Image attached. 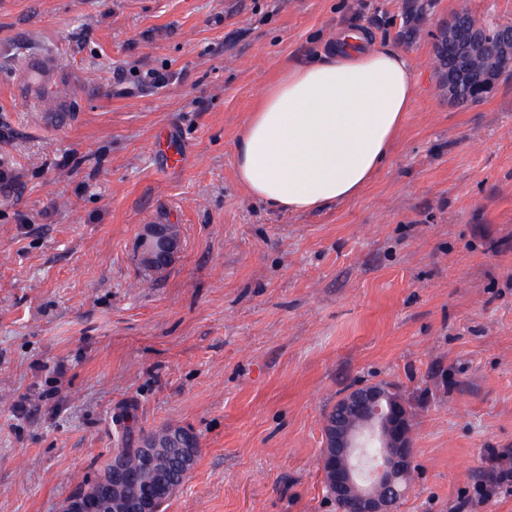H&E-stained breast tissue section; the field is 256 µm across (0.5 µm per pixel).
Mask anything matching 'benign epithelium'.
Returning <instances> with one entry per match:
<instances>
[{"mask_svg":"<svg viewBox=\"0 0 512 512\" xmlns=\"http://www.w3.org/2000/svg\"><path fill=\"white\" fill-rule=\"evenodd\" d=\"M444 39L455 49L460 60L482 55L484 42L471 29L451 23L441 29L437 41ZM180 246L177 225L147 224L139 240L140 263L147 269L154 268L160 260L174 257ZM348 395L361 406L359 428L324 432L326 445L319 464L334 474L338 495L360 482L358 512H393L391 494H405L397 486L395 472L408 468L414 456V442L409 438L403 409L397 404H384L380 388L371 384L354 387ZM160 444L158 437L140 441L141 471L137 476L128 471L122 455L113 454L94 483L66 499L61 512H102L112 486L128 483L136 477L143 480L145 492L130 500L128 512H157L156 501L170 493L153 480ZM376 444L381 453L368 457L364 449Z\"/></svg>","mask_w":512,"mask_h":512,"instance_id":"1","label":"benign epithelium"}]
</instances>
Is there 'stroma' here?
I'll list each match as a JSON object with an SVG mask.
<instances>
[{"instance_id":"1","label":"stroma","mask_w":512,"mask_h":512,"mask_svg":"<svg viewBox=\"0 0 512 512\" xmlns=\"http://www.w3.org/2000/svg\"><path fill=\"white\" fill-rule=\"evenodd\" d=\"M410 2L0 0V512H60L125 415L198 438L164 512H335L323 416L380 381L413 413L399 512L475 497L512 449V77L457 106L434 42L462 10L512 25V0H419L408 38ZM348 22L411 54L415 109L358 197L271 210L236 180L237 137ZM35 56L60 122L27 90ZM147 224L181 227L159 272Z\"/></svg>"}]
</instances>
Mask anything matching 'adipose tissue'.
I'll list each match as a JSON object with an SVG mask.
<instances>
[{
  "instance_id": "1",
  "label": "adipose tissue",
  "mask_w": 512,
  "mask_h": 512,
  "mask_svg": "<svg viewBox=\"0 0 512 512\" xmlns=\"http://www.w3.org/2000/svg\"><path fill=\"white\" fill-rule=\"evenodd\" d=\"M413 61L348 30L289 64L263 91L236 143L238 182L288 213L316 212L362 192L413 111Z\"/></svg>"
}]
</instances>
